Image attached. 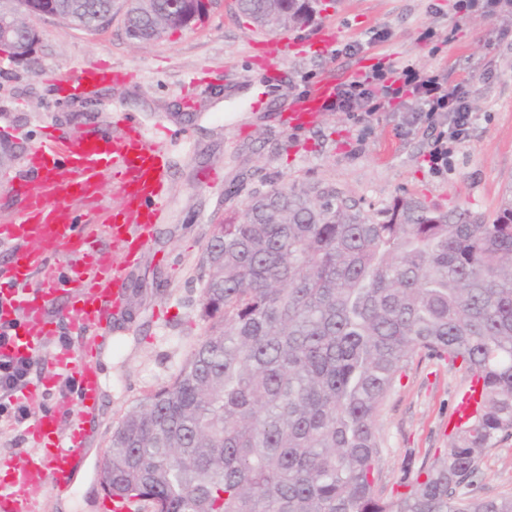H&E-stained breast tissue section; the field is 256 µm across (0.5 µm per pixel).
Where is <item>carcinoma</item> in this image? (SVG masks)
I'll return each instance as SVG.
<instances>
[{
  "instance_id": "obj_1",
  "label": "carcinoma",
  "mask_w": 512,
  "mask_h": 512,
  "mask_svg": "<svg viewBox=\"0 0 512 512\" xmlns=\"http://www.w3.org/2000/svg\"><path fill=\"white\" fill-rule=\"evenodd\" d=\"M106 16L114 0H53ZM196 0H138L126 33L188 27ZM319 0H237L254 26ZM211 321L172 381L112 432L102 474L154 512H512L462 489L512 434V193L493 217L403 193L373 212L318 183L253 196L202 257ZM418 353L481 381L475 413L406 488L379 486L383 402Z\"/></svg>"
}]
</instances>
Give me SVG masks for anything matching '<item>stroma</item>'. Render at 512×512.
Listing matches in <instances>:
<instances>
[{
  "label": "stroma",
  "mask_w": 512,
  "mask_h": 512,
  "mask_svg": "<svg viewBox=\"0 0 512 512\" xmlns=\"http://www.w3.org/2000/svg\"><path fill=\"white\" fill-rule=\"evenodd\" d=\"M319 9L301 29L270 32L241 16L235 0H213L200 21L139 45L127 37L119 15L98 31L43 17L35 22L39 41L30 62L0 51V140L13 151L0 167V219L16 216L12 180L48 123L80 130L132 121L158 139L170 161L163 222L125 272L124 304L96 359L97 456L108 450L118 423L170 383L205 338L201 260L218 225L240 218L253 195L319 183L367 210L408 193L432 208L460 207L487 217L512 189L511 15H489L484 0H321ZM326 24L338 30L335 43L311 50V39ZM271 38L286 43V51L267 53L261 43ZM96 58L135 72L137 85L106 83L73 97L40 77ZM265 64L280 70L268 111L244 121L237 118L247 108L243 102L213 111L229 89L253 86ZM407 65L439 73L470 92L475 120L446 169L436 170L430 161L439 125L413 122L409 100L361 121L328 110L308 129L288 128L268 115L325 76L344 85L371 71L392 77ZM195 70L212 71L220 81L192 86ZM467 386L466 375L447 362L420 354L409 361L377 421L382 485L395 487L409 465L448 448V420ZM482 471L470 495L512 494L511 435L487 452Z\"/></svg>",
  "instance_id": "obj_1"
}]
</instances>
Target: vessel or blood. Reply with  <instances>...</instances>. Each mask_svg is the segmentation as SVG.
<instances>
[{"instance_id": "vessel-or-blood-1", "label": "vessel or blood", "mask_w": 512, "mask_h": 512, "mask_svg": "<svg viewBox=\"0 0 512 512\" xmlns=\"http://www.w3.org/2000/svg\"><path fill=\"white\" fill-rule=\"evenodd\" d=\"M133 73L88 62L69 71L63 88L89 90L104 82L129 83ZM336 82L324 77L288 106L285 123L315 126ZM169 166L159 143L135 124L92 131L50 125L44 140L25 158V173L12 191L22 209L0 223V249L10 259L0 275L12 285L0 289V321H17L15 334L0 353L32 358L43 371L73 376L76 399H63L55 412L28 427L35 442H49L48 453H22L0 462L9 478L0 483V512H41V496L70 487L90 445L89 424L100 399L95 360L101 334L125 296V269L152 240L164 217ZM111 185V198L102 188ZM101 211L103 223L86 224L76 207ZM68 254L66 269L56 264ZM70 303L57 307L59 298ZM72 340L56 344L59 321ZM67 415L68 431L57 418Z\"/></svg>"}]
</instances>
